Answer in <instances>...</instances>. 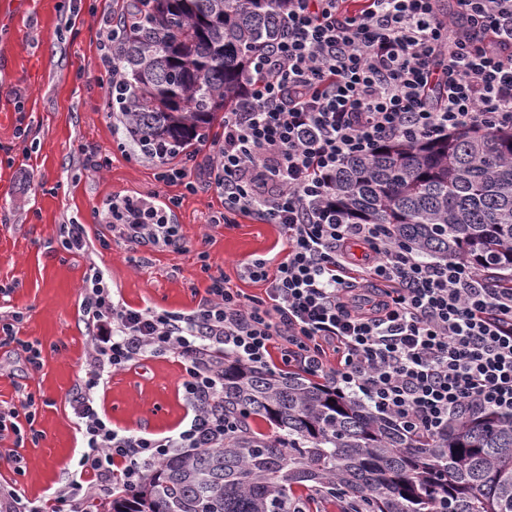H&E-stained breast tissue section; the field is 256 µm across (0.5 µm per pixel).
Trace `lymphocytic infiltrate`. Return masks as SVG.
<instances>
[{"label": "lymphocytic infiltrate", "instance_id": "obj_1", "mask_svg": "<svg viewBox=\"0 0 512 512\" xmlns=\"http://www.w3.org/2000/svg\"><path fill=\"white\" fill-rule=\"evenodd\" d=\"M341 2L293 0L286 36L252 59L261 81L245 84L212 145L207 183L224 199L212 223L251 213L286 237L277 264L244 267L265 297L242 298L220 277L191 311L134 309L103 269L89 276L81 309L94 343L70 400L83 478L57 496L69 512L140 485L172 453L223 441L224 352L330 381L416 438L465 412L512 415V287L395 242L389 225L343 223L327 203L336 172L387 139L512 129V0H456L453 13L441 0H367L352 15ZM178 206L114 199L112 236L133 252L182 250ZM353 241L373 254L357 270ZM148 353L187 364L194 417L178 434L120 432L95 406L101 381Z\"/></svg>", "mask_w": 512, "mask_h": 512}]
</instances>
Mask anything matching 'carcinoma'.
<instances>
[{
    "label": "carcinoma",
    "mask_w": 512,
    "mask_h": 512,
    "mask_svg": "<svg viewBox=\"0 0 512 512\" xmlns=\"http://www.w3.org/2000/svg\"><path fill=\"white\" fill-rule=\"evenodd\" d=\"M290 0H122L112 30V111L125 134L168 161L193 155L236 105L261 44L283 33ZM328 202L350 224H389L429 257L463 261L490 284L512 283V131L393 139L350 161ZM224 365V446L176 454L108 512H305L311 483L341 512H512V417L463 415L438 437L298 370ZM257 416L270 431H257Z\"/></svg>",
    "instance_id": "obj_1"
}]
</instances>
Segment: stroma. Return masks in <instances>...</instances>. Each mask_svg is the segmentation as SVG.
<instances>
[{
    "instance_id": "stroma-1",
    "label": "stroma",
    "mask_w": 512,
    "mask_h": 512,
    "mask_svg": "<svg viewBox=\"0 0 512 512\" xmlns=\"http://www.w3.org/2000/svg\"><path fill=\"white\" fill-rule=\"evenodd\" d=\"M105 6L0 0V313H20L18 337L41 352L34 368L16 345L0 347V406L33 396L39 433L21 444L0 437V487L43 503L80 473L82 441L70 397L92 346L81 312L91 265L107 270L116 298L131 307L187 312L214 276L245 297H264L265 283L244 277L243 267L258 257L280 260L287 249L280 229L254 215L210 223L223 208L221 194L187 187L203 181L210 145L195 159L172 160L187 171L184 183L159 182L153 160L121 154L122 124L97 65ZM136 194L179 198L183 251L132 252L114 241L108 204ZM70 222L86 226L88 250L63 247L60 227ZM185 375L177 355L142 357L99 386L97 408L114 428L174 434L194 416L183 398ZM15 454L25 459L23 472L9 464Z\"/></svg>"
}]
</instances>
